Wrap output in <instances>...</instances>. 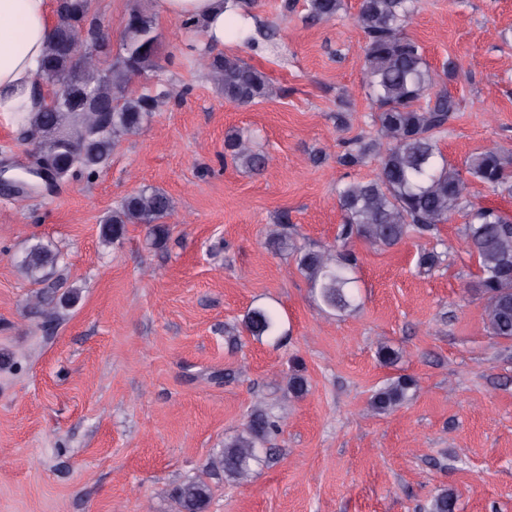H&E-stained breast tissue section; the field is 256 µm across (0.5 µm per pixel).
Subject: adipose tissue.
<instances>
[{"label": "adipose tissue", "instance_id": "adipose-tissue-1", "mask_svg": "<svg viewBox=\"0 0 512 512\" xmlns=\"http://www.w3.org/2000/svg\"><path fill=\"white\" fill-rule=\"evenodd\" d=\"M162 16L190 20L203 29L208 44L224 42V26L239 21V0H154ZM53 22L52 0H0V119L18 124L37 111L34 76L46 52Z\"/></svg>", "mask_w": 512, "mask_h": 512}]
</instances>
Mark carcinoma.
Instances as JSON below:
<instances>
[{"instance_id":"carcinoma-1","label":"carcinoma","mask_w":512,"mask_h":512,"mask_svg":"<svg viewBox=\"0 0 512 512\" xmlns=\"http://www.w3.org/2000/svg\"><path fill=\"white\" fill-rule=\"evenodd\" d=\"M418 0H360L354 17L364 35L365 78L372 102L371 120L377 136L355 140L339 156L344 166L361 164L368 156L379 159V170L366 181L336 185L342 213L335 249H299L296 265L330 310H344L353 299L356 254L348 248L354 239L392 247L411 233L425 235L466 210L465 240L480 268L478 288L485 297L483 324L496 338L512 339V218L491 207L470 202L471 185L512 193V155L484 150L471 155L459 168L437 145L436 133L456 110L445 88L435 80L422 46L406 27ZM343 0H306L314 20H331ZM158 35L151 16L138 8L126 14L119 52L112 54L103 23L92 15V0H56L51 40L36 77L50 88L49 99L31 115L25 133L38 146L42 159L57 179L76 172L91 177L105 163L121 138L139 132L157 111L161 94L129 90L136 78L158 69ZM110 58L107 66L98 56ZM206 65L216 75L224 100L238 105L258 103L271 94L264 72L235 55L208 53ZM224 157L260 171L267 158L251 145V138L235 134L224 141ZM172 212L168 195L142 188L124 197L102 220L101 238L119 240L129 224H146L153 244L167 239L164 220ZM288 213L278 218V229L268 245L278 251L294 248ZM58 254L43 243L28 249L20 267L34 284L50 288L54 300L61 285L50 281ZM243 326L251 335L284 336L276 312L264 307L247 311ZM416 383L400 377L380 387L371 408L385 414L409 398ZM276 428L262 408L250 416L245 433L224 444L213 466L228 480L246 478L261 460L259 448ZM210 489L191 481L174 493L179 512H204ZM453 494L443 490L427 506L428 512H454Z\"/></svg>"}]
</instances>
